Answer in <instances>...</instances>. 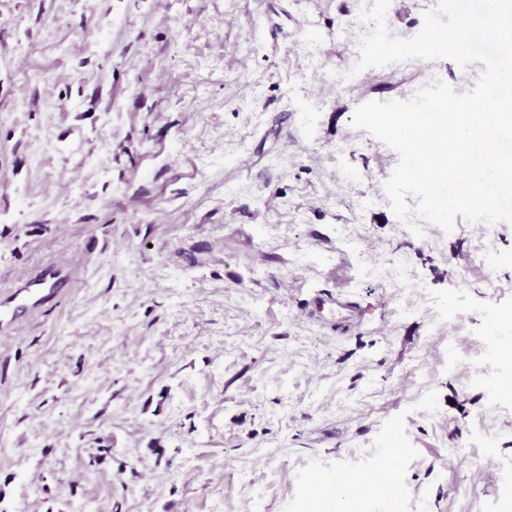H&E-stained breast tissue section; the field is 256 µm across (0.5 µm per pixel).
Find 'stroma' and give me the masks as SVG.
<instances>
[{"label": "stroma", "instance_id": "35a3bbf8", "mask_svg": "<svg viewBox=\"0 0 512 512\" xmlns=\"http://www.w3.org/2000/svg\"><path fill=\"white\" fill-rule=\"evenodd\" d=\"M363 5L0 0V289L74 277L0 331V512H293L299 474L381 455L400 505L370 512L498 502L475 465L512 459V396L491 410L479 350L512 226L482 262L476 225L394 215L398 155L354 110L466 86L448 59L353 73ZM322 289L358 325L310 321Z\"/></svg>", "mask_w": 512, "mask_h": 512}]
</instances>
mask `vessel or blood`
I'll return each instance as SVG.
<instances>
[{
    "instance_id": "vessel-or-blood-1",
    "label": "vessel or blood",
    "mask_w": 512,
    "mask_h": 512,
    "mask_svg": "<svg viewBox=\"0 0 512 512\" xmlns=\"http://www.w3.org/2000/svg\"><path fill=\"white\" fill-rule=\"evenodd\" d=\"M69 283L61 267L44 271L37 281L0 294V328L7 330L33 317L51 297ZM313 322L326 325L336 322H354L360 317L356 302L340 294H319L313 297L305 310Z\"/></svg>"
}]
</instances>
